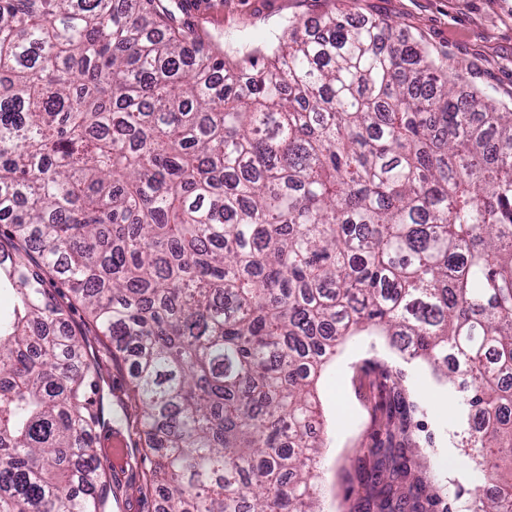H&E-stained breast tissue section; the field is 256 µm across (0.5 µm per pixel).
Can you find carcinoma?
Wrapping results in <instances>:
<instances>
[{
  "label": "carcinoma",
  "mask_w": 512,
  "mask_h": 512,
  "mask_svg": "<svg viewBox=\"0 0 512 512\" xmlns=\"http://www.w3.org/2000/svg\"><path fill=\"white\" fill-rule=\"evenodd\" d=\"M179 13L0 0V512H111L116 418L158 512H323L314 383L358 332L442 373L492 483L451 506L386 448L377 512H512V106L383 19L232 59ZM108 366L109 380L116 396H123L127 390L128 383L131 378V365L129 361H121L112 363V356L101 353Z\"/></svg>",
  "instance_id": "cac0c4a2"
}]
</instances>
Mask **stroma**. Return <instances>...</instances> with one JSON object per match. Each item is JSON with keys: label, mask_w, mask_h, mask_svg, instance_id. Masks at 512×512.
<instances>
[{"label": "stroma", "mask_w": 512, "mask_h": 512, "mask_svg": "<svg viewBox=\"0 0 512 512\" xmlns=\"http://www.w3.org/2000/svg\"><path fill=\"white\" fill-rule=\"evenodd\" d=\"M224 14L204 22L225 53L241 55L258 35L280 31L292 16L315 21L339 10L353 17L388 20L448 60L465 64L472 83L512 102V0H223ZM447 392L423 362L403 363L386 337L361 333L340 347L319 384L326 418L327 448L318 471L323 512H364L366 480L374 448L400 446L404 435L432 436L412 466L429 487L453 496L476 489L482 479L473 463L459 471L462 458L449 437L447 416L425 405L422 387Z\"/></svg>", "instance_id": "obj_1"}]
</instances>
